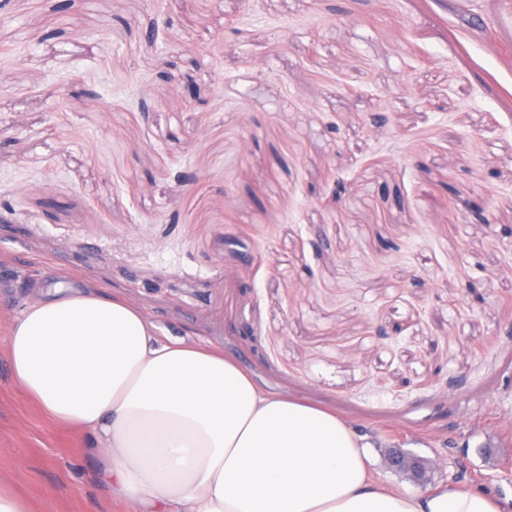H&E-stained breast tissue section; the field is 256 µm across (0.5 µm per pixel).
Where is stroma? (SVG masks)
<instances>
[{"label":"stroma","instance_id":"stroma-1","mask_svg":"<svg viewBox=\"0 0 512 512\" xmlns=\"http://www.w3.org/2000/svg\"><path fill=\"white\" fill-rule=\"evenodd\" d=\"M56 2L0 12L26 48L0 63V477L35 512H114L5 352L61 282L336 412L404 493L393 450L512 501V0Z\"/></svg>","mask_w":512,"mask_h":512}]
</instances>
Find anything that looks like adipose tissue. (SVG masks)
<instances>
[{"label":"adipose tissue","instance_id":"adipose-tissue-1","mask_svg":"<svg viewBox=\"0 0 512 512\" xmlns=\"http://www.w3.org/2000/svg\"><path fill=\"white\" fill-rule=\"evenodd\" d=\"M5 347L56 427L92 440L120 512H507L489 490L406 495L335 413L261 390L223 353L161 336L141 310L75 286L27 303Z\"/></svg>","mask_w":512,"mask_h":512}]
</instances>
